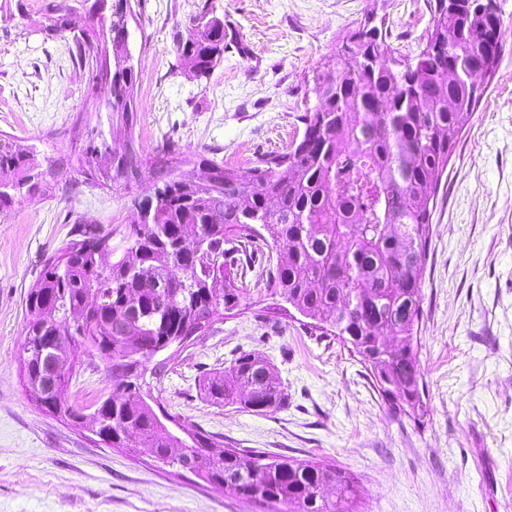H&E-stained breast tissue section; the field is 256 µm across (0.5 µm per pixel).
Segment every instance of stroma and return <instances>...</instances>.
<instances>
[{
  "mask_svg": "<svg viewBox=\"0 0 512 512\" xmlns=\"http://www.w3.org/2000/svg\"><path fill=\"white\" fill-rule=\"evenodd\" d=\"M206 1L224 20L227 49L199 79L174 37ZM132 2L144 165L130 183L103 181L84 163L87 130L117 151L125 138L88 94L70 34L48 36L43 0L0 23V136L48 168L43 191L0 212V512H269L40 410L19 362L26 294L77 225L111 232L113 256L123 254L131 202L149 194L165 135L179 145L181 175L202 156L248 172L301 138L317 70L360 24L384 23L394 52L411 55L432 26V0ZM495 4L500 62L434 198L417 332L425 415L389 411L359 355L306 333L249 274L237 276L239 303L215 332L145 377L177 423L237 448L336 464L359 481V512H512V0ZM251 351L277 370L286 405L261 415L207 402L204 371ZM111 390L109 362L79 355L70 401L89 406Z\"/></svg>",
  "mask_w": 512,
  "mask_h": 512,
  "instance_id": "stroma-1",
  "label": "stroma"
}]
</instances>
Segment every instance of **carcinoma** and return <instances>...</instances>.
Instances as JSON below:
<instances>
[{
  "instance_id": "carcinoma-1",
  "label": "carcinoma",
  "mask_w": 512,
  "mask_h": 512,
  "mask_svg": "<svg viewBox=\"0 0 512 512\" xmlns=\"http://www.w3.org/2000/svg\"><path fill=\"white\" fill-rule=\"evenodd\" d=\"M46 5L58 31H106L112 67L104 69L90 45L75 40L73 60L88 66V89L126 128L128 153L110 178L130 180L142 160L135 149L126 106L135 102L137 72L123 61L129 49L128 14L111 9L88 16ZM200 23L177 39L175 50L198 77L224 60V20L205 3ZM434 31L447 35L446 53L430 41L414 56L391 63L377 27L355 31L352 55L316 76L317 103L299 116L302 141L288 152L261 156L243 176L200 157L198 179L177 174L178 144L166 141L153 161L168 194L154 197L149 222L122 256L107 267L92 250V229L51 258L26 295L25 341L20 364L25 387L41 408L68 399V389L45 393L52 364L75 370L74 347L112 362V393L98 400L100 440L131 453L186 469L229 494L265 504L275 512H354L355 478L330 464L266 457L200 431L169 428L142 394L144 364L181 336L187 322L206 329L238 305L242 288L225 279L224 262L238 252L251 259L272 244L283 249L276 265H259L257 282L280 296L322 335L336 337L369 367L390 410L418 419L426 410L414 338L421 317V281L434 197L457 137L481 99L464 73L469 58L495 71L501 55L499 15L466 4L433 14ZM40 167L36 155L0 138V208L31 192ZM260 225L263 234L254 233ZM201 236L208 263H188L178 249L182 234ZM95 295L90 308L86 299ZM79 328L81 337L59 330ZM215 404L271 413L287 393L269 362L243 352L222 370L202 377Z\"/></svg>"
}]
</instances>
